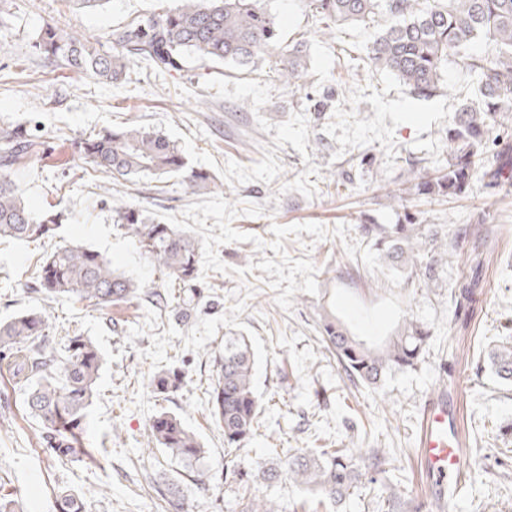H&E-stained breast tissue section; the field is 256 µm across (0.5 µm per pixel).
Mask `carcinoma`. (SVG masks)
I'll list each match as a JSON object with an SVG mask.
<instances>
[{
    "label": "carcinoma",
    "instance_id": "1",
    "mask_svg": "<svg viewBox=\"0 0 512 512\" xmlns=\"http://www.w3.org/2000/svg\"><path fill=\"white\" fill-rule=\"evenodd\" d=\"M173 9L145 14L112 31V53H102L94 37L66 24L42 27L35 49L60 60L72 70L106 82L125 78L136 61L161 73H179L188 60L247 66L258 53L281 48L274 14L260 0H177ZM315 16L325 22L322 35L381 16L385 26L373 42L368 59L376 70L394 75L409 92L422 99L441 89L442 71L452 55L473 78L477 101L464 102L445 132L448 158L428 165L423 159L406 160L402 187L392 199L408 209L418 202H440L462 197L475 181L489 187L512 183V139L503 129L512 120V0H310ZM484 39L492 52H475ZM287 65L278 70L284 84L299 88L308 77L307 41L288 45ZM78 153L92 169L114 180L169 176L191 190L224 194V187L202 171L187 167L185 157L166 136L138 123L77 141ZM38 156V143L18 128L0 129V236L16 240L53 238L63 215L47 211L35 217L10 178V169L22 158ZM114 221L130 234L144 253L173 282L184 285L197 278L200 255L195 239L177 224H165L122 199L112 202ZM363 238L382 252L389 269L406 272V286L427 288L439 276V267L462 254L471 231L468 227L443 235L442 224L359 225ZM425 260L416 277L417 259ZM34 291L46 297L68 296L108 305L132 300L138 287L118 274L109 260L95 250L74 244L54 248L39 266ZM468 280L448 302L473 301ZM322 341L336 356L355 385L377 387L388 374L414 368L432 337L431 328L410 320L384 348L366 346L338 320L326 316L318 324ZM48 317L36 311L0 322V370L29 380L24 401L40 426V436L56 457L74 455L82 438L102 356L88 338L74 336L62 355H43ZM497 376L512 383V346L491 350ZM217 374L209 391L211 417L224 432V447L239 448L259 428L261 402L254 388L253 354L242 336L224 339L215 356ZM183 383V373L168 369L151 379L153 392L167 396ZM153 447L191 468L205 450L196 434L173 413L160 411L150 420ZM288 478L317 488L339 502L359 480L355 458L347 448H324L285 459ZM225 476L240 482L272 481V469L246 470L226 466Z\"/></svg>",
    "mask_w": 512,
    "mask_h": 512
}]
</instances>
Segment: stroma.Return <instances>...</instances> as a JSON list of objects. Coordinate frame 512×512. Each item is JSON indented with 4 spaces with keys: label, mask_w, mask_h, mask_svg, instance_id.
<instances>
[{
    "label": "stroma",
    "mask_w": 512,
    "mask_h": 512,
    "mask_svg": "<svg viewBox=\"0 0 512 512\" xmlns=\"http://www.w3.org/2000/svg\"><path fill=\"white\" fill-rule=\"evenodd\" d=\"M176 0H104L79 10L72 0H0V126L27 127L40 158L10 171L34 213L65 219L55 238H0V321L27 312L49 320L46 344L64 354L73 336L90 338L103 356L83 441L73 459L51 457L25 392L0 375V485L20 512H56V497L76 496L83 512H162L177 489L182 512H240L243 501L273 500L280 512H512V386L488 364L490 347L512 344V188L475 185L462 199L418 204L420 224H482L493 241L470 243L442 266L431 287H405L360 224L400 223L389 197L404 179L407 157L440 159L447 127L472 81L449 59L444 90L415 99L388 72L366 60L380 22L343 28L325 40L308 0H266L284 42L308 40L305 87L280 84L281 52L245 66L195 60L177 75L137 63L109 83L45 58L34 43L41 28L63 21L112 49V30ZM330 107L315 112L314 97ZM136 121L163 132L190 167L224 185L223 194L191 191L180 179L114 181L79 160V137ZM121 197L156 220L197 239L200 262L191 285L173 289L137 242L115 224ZM59 243L78 244L111 260L139 287L126 303L93 306L34 292L31 277ZM476 303L450 307L461 273ZM192 297L182 310L173 293ZM340 320L358 339L380 344L413 318L433 336L416 368L388 375L379 388L348 381L316 330L321 316ZM237 333L252 346L260 428L226 452L209 415L214 356ZM171 367L184 383L167 399L149 381ZM453 401L463 457V490L437 503L421 459L420 431L429 403ZM178 415L205 454L197 472L162 449H149L159 410ZM363 449L381 459L377 483L361 478L332 504L282 474L284 453ZM275 468L272 483L234 481L228 460Z\"/></svg>",
    "instance_id": "obj_1"
}]
</instances>
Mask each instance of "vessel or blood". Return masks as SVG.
<instances>
[{
  "mask_svg": "<svg viewBox=\"0 0 512 512\" xmlns=\"http://www.w3.org/2000/svg\"><path fill=\"white\" fill-rule=\"evenodd\" d=\"M452 407L437 398L422 425L421 444L439 496L457 495L463 483L455 437L448 431Z\"/></svg>",
  "mask_w": 512,
  "mask_h": 512,
  "instance_id": "1",
  "label": "vessel or blood"
}]
</instances>
